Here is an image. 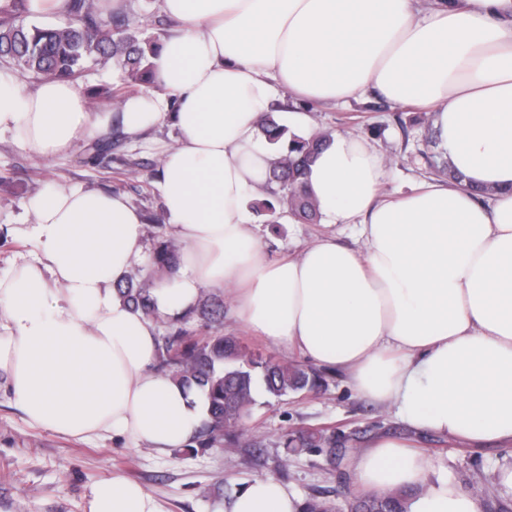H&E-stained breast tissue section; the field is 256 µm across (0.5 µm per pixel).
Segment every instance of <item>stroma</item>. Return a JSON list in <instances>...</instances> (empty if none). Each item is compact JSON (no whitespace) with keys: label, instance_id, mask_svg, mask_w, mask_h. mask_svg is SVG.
<instances>
[{"label":"stroma","instance_id":"1","mask_svg":"<svg viewBox=\"0 0 512 512\" xmlns=\"http://www.w3.org/2000/svg\"><path fill=\"white\" fill-rule=\"evenodd\" d=\"M306 111L312 129L324 134L350 132L371 141L385 158L386 173L379 186L384 198H394L426 180L431 127L428 113L394 106L374 92L348 102L312 104ZM109 139L116 149L100 161H88L84 143L67 153L37 159L10 136L0 137V270L31 249L29 242L3 233V226L23 220L24 201L52 188L123 193L142 214L163 213L156 181L165 150L177 133L168 125L149 131L137 141L122 140L118 130ZM264 255L280 259L298 255L306 246L332 234L341 244L354 247L351 229L325 224H282L279 230L256 224ZM224 300L223 332L240 339L248 354L277 361L297 362L301 356L277 348L247 329L235 314L231 289L220 290ZM324 385L314 392L275 400L257 389L256 404L245 420L247 435L263 445L248 444L205 454L190 455L173 449L127 448L111 435L88 441H66L50 431L30 427L11 394L0 390V512H87L92 485L120 474L144 486L155 498L159 512H224L223 499L212 487L222 483L225 496L246 482L275 476L299 497L326 494L347 502L360 497L349 463L352 452L367 448L379 435L408 443L411 452L432 464L430 481L448 479L465 492H474V480L498 487L501 500L483 512H512V488L502 485L503 470L512 469V452L490 443L473 446L458 439L414 433L395 409L359 396L347 377L322 370ZM321 430L344 437L343 446L314 448L289 456L282 446L284 435Z\"/></svg>","mask_w":512,"mask_h":512}]
</instances>
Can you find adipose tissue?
Masks as SVG:
<instances>
[{
    "mask_svg": "<svg viewBox=\"0 0 512 512\" xmlns=\"http://www.w3.org/2000/svg\"><path fill=\"white\" fill-rule=\"evenodd\" d=\"M175 31L152 65L158 92L127 100L122 132L169 124L178 138L158 186L180 265L153 293L179 317L203 290L234 286L239 320L272 345L343 372L414 429L512 446V0H162ZM296 99L365 89L431 115L462 183L421 182L379 200L384 157L351 133L328 139L306 192L329 237L298 257H263L249 204L274 157L260 122L268 76ZM73 84L0 78V135L47 159L106 132ZM15 235L36 255L0 273V382L27 422L62 438L105 433L165 452L192 443L207 406L156 371L155 321L116 284L145 264V220L120 193L53 189L24 203ZM367 494L411 491L409 512H482L403 443L351 456ZM274 477L244 484L224 512H299ZM89 512H158L139 483L91 487Z\"/></svg>",
    "mask_w": 512,
    "mask_h": 512,
    "instance_id": "1",
    "label": "adipose tissue"
}]
</instances>
